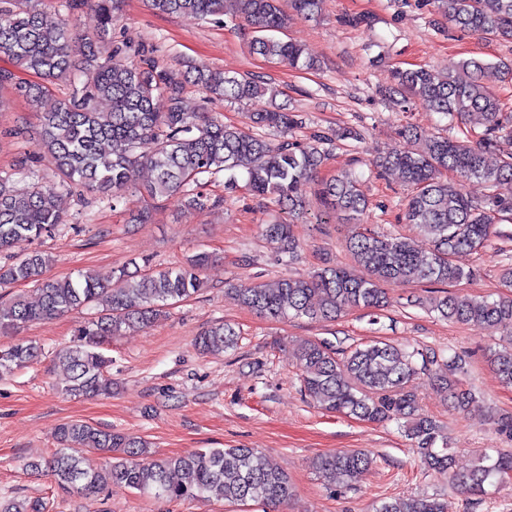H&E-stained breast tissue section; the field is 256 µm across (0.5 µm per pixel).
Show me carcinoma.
I'll return each instance as SVG.
<instances>
[{"label": "carcinoma", "instance_id": "cac0c4a2", "mask_svg": "<svg viewBox=\"0 0 512 512\" xmlns=\"http://www.w3.org/2000/svg\"><path fill=\"white\" fill-rule=\"evenodd\" d=\"M97 13L96 34L85 53L74 60L68 52L69 30L56 14L41 7V0H0V53L15 67L36 75L40 82L19 91L38 113L36 154L52 160L59 186L81 188L106 197L116 208L126 204L127 193L142 189L160 198L181 192L194 208L209 205L200 191V176L224 173V189L234 191L239 178L256 195L266 196L281 210L294 215L305 203L307 186L321 165L328 137L312 143L282 141L272 145L234 125L220 123L187 109L185 86L191 84L226 101L250 102L273 90L245 77L206 66L176 69L153 56L143 44L108 40L119 0H92ZM236 13L253 29L250 49L273 62L312 69L313 59L303 48L280 37L290 23L281 0H232ZM449 24L474 33L512 39V0H432ZM157 15L184 14L206 19L224 13V0H146ZM322 0H292L296 15L314 20ZM128 53L129 65L110 64L109 54ZM512 80V65L480 59L463 60L458 68L439 73L428 68L391 70L392 89L422 100L430 111L483 127L476 140L445 135L421 139L409 129L402 149L381 157L374 166L395 169L411 188L405 219L418 225L429 239V251L401 235L354 232L346 241L352 259L367 272L355 276L343 266H327L306 278H282L273 283L252 281L234 288L240 303L273 320L307 317L334 321L351 310H381L388 303L385 284L435 283L456 285L473 276L452 256L473 251L492 232L496 215L512 213V200L487 195L475 198L463 183L477 180L488 187L512 181V126L502 119V102L485 83L488 74ZM67 80L69 97L48 111L43 99L51 85ZM165 101V110L156 106ZM107 103V108L100 107ZM252 122L286 133L302 124V117L281 110L252 113ZM496 154L495 166L486 155ZM147 167L153 179L139 186L136 176ZM452 171L458 181L443 173ZM24 187H18V184ZM320 195L331 208L358 217L368 201L357 189L356 177L342 173L322 183ZM66 223L56 193L45 188L31 157L23 153L6 171H0V252L14 251L13 260L0 266V288L20 282L36 285L34 302L17 296L0 302V332L94 310L96 316L80 324L70 343L56 351L68 373L65 393L74 397L112 394L111 359L104 345L130 328H144L202 288L200 272L210 261L202 251L181 266L148 273L119 271L115 284L105 283L90 270L76 277L44 276L48 258L25 246L51 234ZM267 240L293 262L298 243L291 225L274 219L264 227ZM504 291L495 297L448 294L434 302L438 318L475 324L500 332L498 349L491 355L503 384L512 387V263L501 272ZM233 326L217 322L196 339L204 352L237 347ZM40 348L18 342L0 349V375L32 363ZM296 366L304 394L317 406L367 422L403 421L421 463L448 475L470 492L484 491L492 481L512 482V451L478 457L465 474L453 469V456L441 426L420 412L413 383L428 373L447 394L451 407L465 413L476 394L460 382L465 359L448 360L436 351H407L387 341L338 350L322 339L307 340L296 350ZM59 449L47 469L65 489L96 497L108 484H121L166 501L216 495L228 502L248 501L276 506L291 499L288 475L258 461L252 448H208L177 456L156 458L148 442L119 431L84 422L61 424L55 434ZM102 450L112 462L99 471L81 466L79 453ZM373 464L362 451L328 453L312 461L313 470L330 482L349 483ZM0 512H48L42 499L0 500ZM377 512H447L435 497H414L383 503Z\"/></svg>", "mask_w": 512, "mask_h": 512}]
</instances>
